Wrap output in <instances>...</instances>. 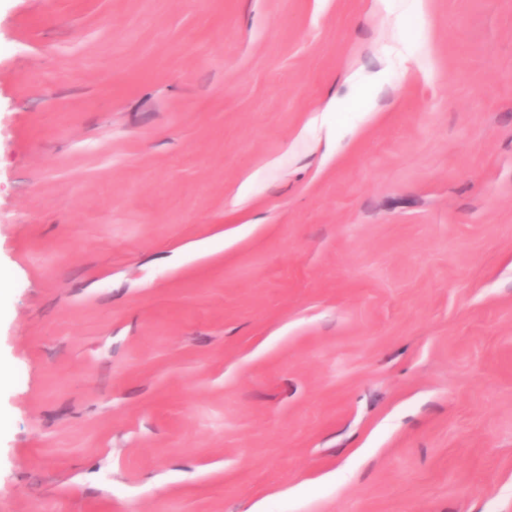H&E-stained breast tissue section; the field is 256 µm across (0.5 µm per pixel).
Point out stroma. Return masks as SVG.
Returning <instances> with one entry per match:
<instances>
[{
  "label": "stroma",
  "mask_w": 512,
  "mask_h": 512,
  "mask_svg": "<svg viewBox=\"0 0 512 512\" xmlns=\"http://www.w3.org/2000/svg\"><path fill=\"white\" fill-rule=\"evenodd\" d=\"M0 368V512H512V0H0ZM357 87L361 88L364 92L361 100L359 101L360 111L371 112L383 88L380 76L360 77L356 79L350 94L336 98V110L343 111L351 103V100L353 99V90Z\"/></svg>",
  "instance_id": "stroma-1"
}]
</instances>
